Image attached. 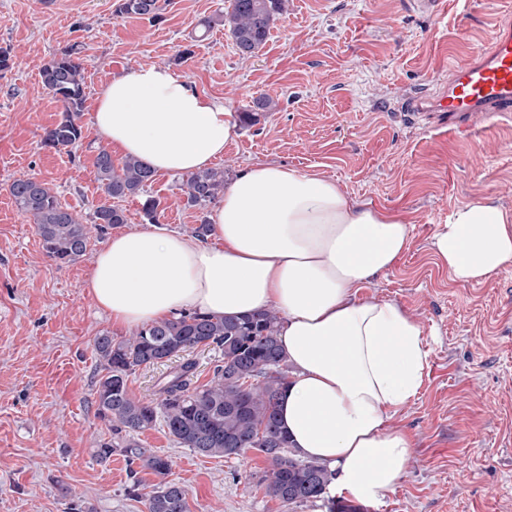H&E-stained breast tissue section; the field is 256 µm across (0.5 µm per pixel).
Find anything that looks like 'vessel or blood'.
<instances>
[{"label":"vessel or blood","instance_id":"b4317fda","mask_svg":"<svg viewBox=\"0 0 512 512\" xmlns=\"http://www.w3.org/2000/svg\"><path fill=\"white\" fill-rule=\"evenodd\" d=\"M405 109L446 113L449 130L459 133L470 130L473 116L512 112V27H499L487 48L452 66L438 95L413 98Z\"/></svg>","mask_w":512,"mask_h":512}]
</instances>
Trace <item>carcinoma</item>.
<instances>
[{"label": "carcinoma", "mask_w": 512, "mask_h": 512, "mask_svg": "<svg viewBox=\"0 0 512 512\" xmlns=\"http://www.w3.org/2000/svg\"><path fill=\"white\" fill-rule=\"evenodd\" d=\"M287 0H230L229 10L217 21L228 24L237 50L255 54L267 42L277 16ZM161 0H118L116 13L159 18ZM78 44L68 45L41 69L43 86L61 104L56 123L42 145L72 151L82 144L80 124L85 105V82ZM272 100L261 97L240 113L247 126L259 123L272 111ZM96 179L107 197L125 199L144 191L155 174L142 161L128 157L115 166L112 154L98 150ZM224 171L209 168L191 173L185 181L186 206L201 212L224 198ZM10 197L17 210L35 224L42 247L60 265L77 261L87 251L88 225L64 206L47 183L35 177L14 180ZM98 225L126 223L124 210L101 204L94 211ZM280 318L267 310L242 318L205 316L182 312L144 326L120 340L104 332L96 337L94 351L101 370L96 385L98 416L112 430V441L97 448L102 461L124 457L150 471L158 483L144 494L147 512H188L185 490L168 479L170 461L137 441V436L163 421L168 434L183 448L211 458H230L253 449L263 453L270 468L263 479L265 494L286 506L305 505L323 497L332 480L326 467L299 458L289 447L276 413L280 390L287 379L288 363L279 348ZM221 351L210 381L190 388L196 363L185 360L158 381L157 398H134L129 377L141 367L162 364L184 352L202 347Z\"/></svg>", "instance_id": "obj_1"}]
</instances>
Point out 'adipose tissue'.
<instances>
[{"instance_id": "ef3b65f1", "label": "adipose tissue", "mask_w": 512, "mask_h": 512, "mask_svg": "<svg viewBox=\"0 0 512 512\" xmlns=\"http://www.w3.org/2000/svg\"><path fill=\"white\" fill-rule=\"evenodd\" d=\"M94 124L113 151L158 174L210 167L239 135L222 101L162 64L112 75ZM210 221L203 240L162 227L114 234L92 259L90 297L127 329L185 309L275 310L291 368L278 418L291 447L333 473L332 491L381 502L412 459L411 436L388 420L416 394L426 353L413 315L361 291L408 251V224L335 180L273 164L228 183ZM432 248L452 281L479 283L512 262V222L467 204L437 226Z\"/></svg>"}]
</instances>
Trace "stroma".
Segmentation results:
<instances>
[{
	"label": "stroma",
	"instance_id": "stroma-1",
	"mask_svg": "<svg viewBox=\"0 0 512 512\" xmlns=\"http://www.w3.org/2000/svg\"><path fill=\"white\" fill-rule=\"evenodd\" d=\"M228 6L168 0L152 22L117 15L115 0H0V48L14 60L0 71V512H70L77 503L145 512L127 489L156 482L122 456L95 454L112 433L97 415L94 339L124 333L84 282L113 227L93 235L75 263L58 265L8 191L35 175L90 222L107 200L94 173L104 145L93 121L97 92L111 74L149 64L168 65L232 113L262 96L277 101L219 160L228 178L252 164H284L335 179L351 199L410 228L409 250L362 294L394 302L423 327L422 383L393 419L415 448L396 489L363 512H512V263L463 285L432 248L437 225L460 206H492L512 221V115L478 122L466 140L402 109L411 94L437 92L455 60L487 46L512 19V0H446L437 14L411 0H288L250 57L238 54L227 27H201ZM72 43L82 46L86 102L83 144L68 153L42 145L60 105L40 70ZM182 184V175L159 174L144 195L120 200L128 226L147 228L149 195L161 202L158 225L191 235L198 215L184 207ZM140 441L169 458L189 512L326 510L267 497L259 481L269 463L257 451L204 457L160 426Z\"/></svg>",
	"mask_w": 512,
	"mask_h": 512
}]
</instances>
